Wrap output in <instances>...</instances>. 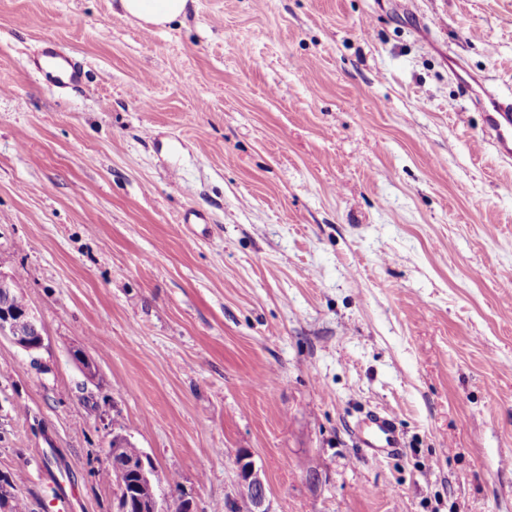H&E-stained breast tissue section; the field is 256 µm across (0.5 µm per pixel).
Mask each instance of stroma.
<instances>
[{
  "label": "stroma",
  "mask_w": 512,
  "mask_h": 512,
  "mask_svg": "<svg viewBox=\"0 0 512 512\" xmlns=\"http://www.w3.org/2000/svg\"><path fill=\"white\" fill-rule=\"evenodd\" d=\"M51 41L86 65L61 90ZM512 0H0V474L28 512H116L105 451L224 512H512ZM190 210L203 224L183 223ZM96 364L88 380L80 363ZM383 410L404 446L355 433ZM125 17H134L156 25H164L182 17L189 1L194 0H116ZM486 114L483 140L493 145L503 160L512 158V100H500L493 92L483 89V97H469ZM18 288H21L20 279L13 280L12 288L11 281L0 278V296L8 295L12 289L11 298L6 301L15 310L24 309L18 312L0 302V336L8 337L28 352H36L43 346V335L35 316L26 308L28 305ZM236 471L239 496L245 495L252 498L254 512H271L267 504V487L263 470L256 465L250 454L243 452L237 456ZM252 500L245 497L239 498L235 501L232 512H253Z\"/></svg>",
  "instance_id": "35a3bbf8"
}]
</instances>
